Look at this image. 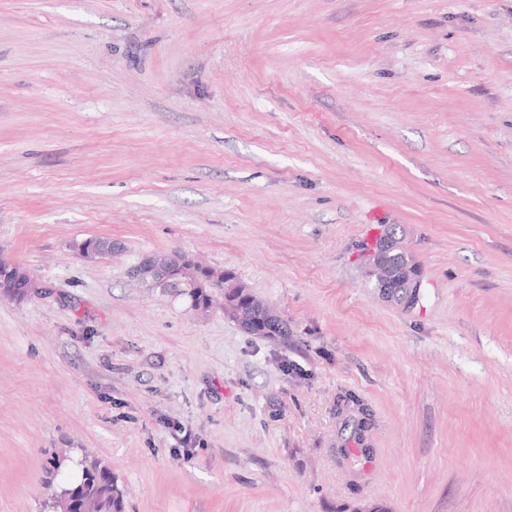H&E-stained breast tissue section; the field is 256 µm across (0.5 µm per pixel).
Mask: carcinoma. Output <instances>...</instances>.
<instances>
[{
  "label": "carcinoma",
  "instance_id": "cac0c4a2",
  "mask_svg": "<svg viewBox=\"0 0 512 512\" xmlns=\"http://www.w3.org/2000/svg\"><path fill=\"white\" fill-rule=\"evenodd\" d=\"M109 240L88 238L78 245L81 256L97 260L110 253ZM167 281L155 283L164 293L186 295L195 310H207L215 297H224V313L231 318H243L253 324V334L268 340L288 336V326L248 288L224 275V271L209 266H193L189 257L174 253L166 255ZM32 282L30 274L18 265L0 262V291L24 297ZM77 479L57 488L51 497L59 512H74L73 490L81 493L88 512H124V494L110 470L98 459L85 457L76 462Z\"/></svg>",
  "mask_w": 512,
  "mask_h": 512
}]
</instances>
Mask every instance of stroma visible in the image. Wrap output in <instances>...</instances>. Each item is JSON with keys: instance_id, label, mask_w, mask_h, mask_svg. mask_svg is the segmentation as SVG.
Masks as SVG:
<instances>
[{"instance_id": "35a3bbf8", "label": "stroma", "mask_w": 512, "mask_h": 512, "mask_svg": "<svg viewBox=\"0 0 512 512\" xmlns=\"http://www.w3.org/2000/svg\"><path fill=\"white\" fill-rule=\"evenodd\" d=\"M0 260L41 288L0 293V512L84 454L125 512H512V0H0ZM387 245V236L383 232L376 241L368 258L369 272L373 273L378 283L376 288H381L382 296L388 301H396L398 295L392 290V285L397 279L396 272L381 261V249ZM167 281L152 283L163 293L186 295L194 310H207L218 295L224 297V313L230 318H243L253 324V334L268 340L288 336V326L258 298L251 295L249 287L237 284L231 272L209 266L193 267L183 254H165ZM225 273V274H224ZM225 275V276H224ZM406 269L408 271L406 292L399 300L403 307L411 308L418 301L421 286L419 264L412 256L407 260Z\"/></svg>"}]
</instances>
